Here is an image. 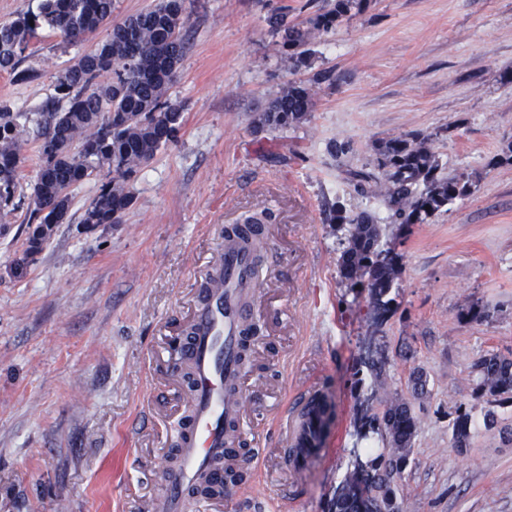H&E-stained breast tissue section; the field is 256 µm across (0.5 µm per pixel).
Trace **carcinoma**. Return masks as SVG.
<instances>
[{"label":"carcinoma","instance_id":"carcinoma-1","mask_svg":"<svg viewBox=\"0 0 512 512\" xmlns=\"http://www.w3.org/2000/svg\"><path fill=\"white\" fill-rule=\"evenodd\" d=\"M369 6L370 0H331L328 8L301 22L280 12L270 18V25L299 67L307 63L305 46L315 35L335 29ZM112 12L113 0H39L37 12L0 23V71L20 82L34 78L21 64L37 29L50 28L64 45L106 30L93 49L55 74V95L40 111L20 112L11 101L0 100L1 218L21 205L22 138L31 125H36L40 139L39 171L30 185L28 205V222L35 225L27 240L30 256L41 252L54 225L66 219L70 189L105 167L112 170V179L100 185L81 223H120L133 204L128 181L180 131L182 105L171 101L168 91L187 52L183 0H159L114 25ZM314 96L312 83L290 80L257 113L254 123L272 130L296 128L309 119ZM374 151L373 170L354 172L352 181L363 191L374 170L381 171L395 224L427 223L448 204L472 194L480 180L474 172L440 176L438 158L416 136L383 140ZM332 212V221L347 227V246L337 263L339 277L349 288L367 289L373 312L390 313V293L400 265L383 248L382 225L366 211L347 212L339 201ZM472 370L481 387L494 394L512 393V358L488 353L472 364ZM409 384L413 400L427 394L423 372L415 371ZM470 425L469 414L458 418L455 447L468 446ZM417 428L412 400L399 395L383 413L360 418L357 439L374 432L384 445L383 452L366 461L379 472L372 484L375 512H401L399 481L409 465Z\"/></svg>","mask_w":512,"mask_h":512}]
</instances>
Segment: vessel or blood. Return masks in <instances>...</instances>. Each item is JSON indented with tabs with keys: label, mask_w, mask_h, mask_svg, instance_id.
<instances>
[{
	"label": "vessel or blood",
	"mask_w": 512,
	"mask_h": 512,
	"mask_svg": "<svg viewBox=\"0 0 512 512\" xmlns=\"http://www.w3.org/2000/svg\"><path fill=\"white\" fill-rule=\"evenodd\" d=\"M199 293L192 335L182 360L194 383L187 422L179 431L180 461L167 472L159 492V512H185L210 476L215 462L237 468L242 440L247 371L239 354L249 329L251 307L260 302V276L247 243L226 234ZM332 413L319 387L304 389L281 417L282 458L294 474L325 453V425Z\"/></svg>",
	"instance_id": "vessel-or-blood-1"
}]
</instances>
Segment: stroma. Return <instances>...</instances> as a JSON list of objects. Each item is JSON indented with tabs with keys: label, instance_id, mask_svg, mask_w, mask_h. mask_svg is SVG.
I'll use <instances>...</instances> for the list:
<instances>
[{
	"label": "stroma",
	"instance_id": "35a3bbf8",
	"mask_svg": "<svg viewBox=\"0 0 512 512\" xmlns=\"http://www.w3.org/2000/svg\"><path fill=\"white\" fill-rule=\"evenodd\" d=\"M327 3L184 0L189 49L169 89L182 126L129 180L122 222H81L110 178L102 170L73 187L66 222L35 258L26 208L0 223V512H157L187 396L178 342L225 226L267 212L244 413L260 481L209 512H331L367 404L409 396L416 369L428 394L414 403L402 512H512V446L480 425L488 411L511 420L512 394L478 390L471 371L485 354L512 356V164L494 162L512 143V0H371L294 67L269 17L284 8L300 21ZM94 45L66 47L38 29L23 63L36 79L0 72V99L38 111L54 73ZM294 78L316 84L309 120L255 130V113ZM412 135L427 138L442 176L481 179L407 226L389 219L383 174L362 191L351 174L379 141ZM337 143L348 151L335 155ZM337 201L375 216L401 257L384 322L367 290L337 275ZM473 305L489 318L461 319ZM313 382L334 414L325 455L297 478L277 417ZM465 413L474 426L458 449L452 430Z\"/></svg>",
	"mask_w": 512,
	"mask_h": 512
}]
</instances>
